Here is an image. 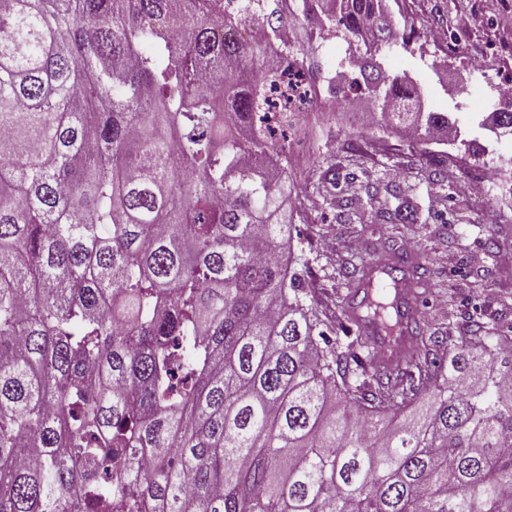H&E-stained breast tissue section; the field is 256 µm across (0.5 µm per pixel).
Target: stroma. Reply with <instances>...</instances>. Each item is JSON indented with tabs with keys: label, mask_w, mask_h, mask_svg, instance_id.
Here are the masks:
<instances>
[{
	"label": "stroma",
	"mask_w": 512,
	"mask_h": 512,
	"mask_svg": "<svg viewBox=\"0 0 512 512\" xmlns=\"http://www.w3.org/2000/svg\"><path fill=\"white\" fill-rule=\"evenodd\" d=\"M407 8L410 51L386 47L378 59L390 75L415 78L425 110L451 113L462 144L368 128L364 101L352 98L333 114L325 92L292 147L300 207L290 267L325 344L347 356L351 382L365 391L375 389L378 366L365 335L348 324L346 300L390 254L406 253L415 268L419 304L410 313L421 327L402 366L390 370L392 385H409L424 359L447 358L449 338L472 322L512 333V264L504 261L512 254V194L458 190L486 163L512 172V137L481 129L470 108L473 96L493 99L494 85L512 82V0H407ZM330 167L336 185L318 194ZM403 198L417 205L416 219L385 221L383 212Z\"/></svg>",
	"instance_id": "35a3bbf8"
}]
</instances>
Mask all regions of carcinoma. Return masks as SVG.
Listing matches in <instances>:
<instances>
[{
    "label": "carcinoma",
    "instance_id": "carcinoma-1",
    "mask_svg": "<svg viewBox=\"0 0 512 512\" xmlns=\"http://www.w3.org/2000/svg\"><path fill=\"white\" fill-rule=\"evenodd\" d=\"M399 0H0V512H512V336L349 386L286 246L317 40L379 127L452 133L377 54ZM256 27L247 40L242 30ZM337 38L333 39L332 42L326 41V40H318L317 46V53L319 62L321 64V67L324 70H329L330 74L334 75L335 73L340 72L341 74H344L343 72L346 71V65H342V53H339L336 56V49L338 46ZM329 45L335 46V55L331 54V48H327Z\"/></svg>",
    "mask_w": 512,
    "mask_h": 512
}]
</instances>
